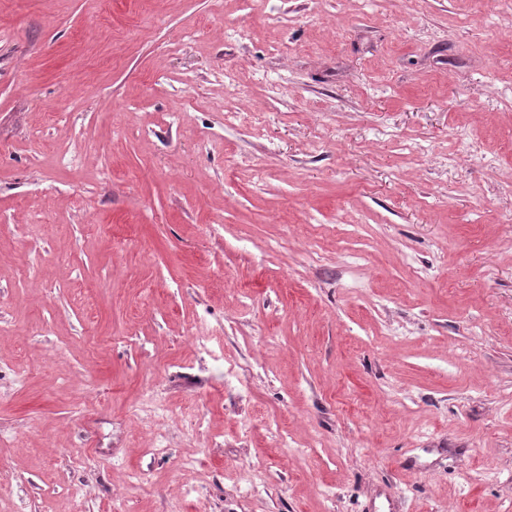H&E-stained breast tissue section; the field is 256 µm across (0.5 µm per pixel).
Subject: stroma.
Returning a JSON list of instances; mask_svg holds the SVG:
<instances>
[{
	"label": "stroma",
	"instance_id": "stroma-1",
	"mask_svg": "<svg viewBox=\"0 0 512 512\" xmlns=\"http://www.w3.org/2000/svg\"><path fill=\"white\" fill-rule=\"evenodd\" d=\"M0 435V512H512V0H0Z\"/></svg>",
	"mask_w": 512,
	"mask_h": 512
}]
</instances>
